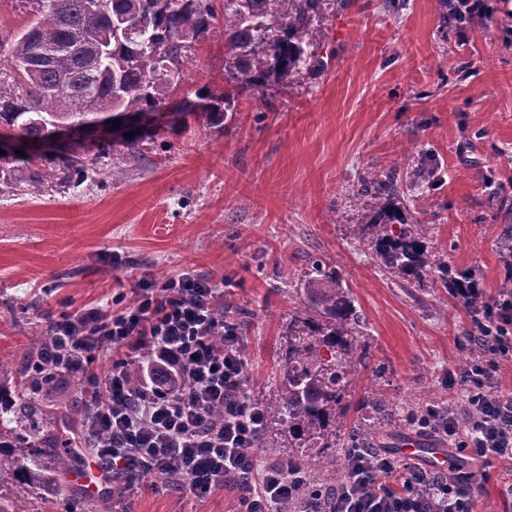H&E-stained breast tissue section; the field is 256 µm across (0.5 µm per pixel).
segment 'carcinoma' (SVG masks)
Returning a JSON list of instances; mask_svg holds the SVG:
<instances>
[{
	"mask_svg": "<svg viewBox=\"0 0 512 512\" xmlns=\"http://www.w3.org/2000/svg\"><path fill=\"white\" fill-rule=\"evenodd\" d=\"M33 20L17 34L0 31V146L32 139L53 140L69 128L86 135L120 120L115 137L133 160L140 159L139 137L155 134L153 116L167 112L177 131L198 114L222 127L238 111L246 90L260 96L296 75L313 79L327 65L318 54V28L328 0H224V90L203 85L196 100L171 101L182 81L184 53L209 32L216 19L213 0H26ZM111 45L109 60L97 65L94 50ZM136 132L127 137L125 133ZM50 161L76 183L91 178V163L50 154ZM40 188L45 175L22 166L0 171V182L15 179ZM406 185L396 177L367 171L357 197L377 204L361 231L380 226L371 246L384 271L405 280L433 275L452 290L457 278L448 262L428 252L429 224H409L391 200ZM398 223V233L388 227ZM316 317L293 316L280 360L276 394L257 403L262 434L286 438L282 466L309 474L336 472V452L328 449L331 430L347 428L351 448L376 437L375 424L356 419L348 425L344 403L349 385L366 368L367 345L354 302L338 271L320 259L311 263L302 284ZM56 374L39 359L31 361L14 392L0 390V411L13 414L15 427L0 428V473L22 485L43 486L49 470H66L68 434L56 418L39 416L38 391ZM318 448L314 456L306 449Z\"/></svg>",
	"mask_w": 512,
	"mask_h": 512,
	"instance_id": "1",
	"label": "carcinoma"
}]
</instances>
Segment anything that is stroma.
I'll list each match as a JSON object with an SVG mask.
<instances>
[{
	"label": "stroma",
	"instance_id": "stroma-1",
	"mask_svg": "<svg viewBox=\"0 0 512 512\" xmlns=\"http://www.w3.org/2000/svg\"><path fill=\"white\" fill-rule=\"evenodd\" d=\"M442 13V0H336L320 38L321 77L293 78L261 101L242 96L221 129L193 119L171 134L157 115L163 132L141 145L139 163L113 148L82 184L0 190V385L26 371L53 314L127 302L140 277L162 282L188 270L232 294L227 318L242 334L248 389L269 393L288 316L306 309L301 280L322 258L354 297L370 351L345 401L375 389L393 416L378 427L377 450L396 453L417 438L423 451L408 464L428 469V449H446L477 512H504L512 462L463 460L442 437L395 422L403 409L458 401L448 375L479 350L467 339V310L444 288L382 270L351 200L364 172L404 176L426 159L434 176L400 200L405 219L432 224L430 251L479 268L489 293L502 288L499 247L512 236V18L476 15L458 28ZM184 73L175 99L223 89V19L196 42ZM94 461V449H71L51 487L88 501L80 474ZM98 498L105 512H244L233 485L196 496L184 478L161 475L122 497L104 483Z\"/></svg>",
	"mask_w": 512,
	"mask_h": 512
}]
</instances>
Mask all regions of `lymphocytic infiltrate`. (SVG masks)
Segmentation results:
<instances>
[{"mask_svg":"<svg viewBox=\"0 0 512 512\" xmlns=\"http://www.w3.org/2000/svg\"><path fill=\"white\" fill-rule=\"evenodd\" d=\"M504 278L507 287L494 295L478 281L459 288L460 303L476 300L482 307L468 339L484 356L449 376V389H460L462 398L432 415L435 434L482 463L512 460V390L495 383L501 365L512 362V273ZM132 293V303L116 311H60L48 328L42 358L52 361L67 352L63 372L86 383L75 447L96 449L120 490L130 486L139 466L148 474L179 470L197 495L232 475L247 494V512H277L279 503L299 494L304 479L274 465L259 467L249 453L262 414L239 393L240 336L224 319L215 283L186 271L159 284L140 278ZM147 349L154 373L141 388H131L127 367ZM96 352L120 355L103 380L89 371ZM218 408L224 411L219 419L213 415ZM346 467L347 480L324 496L329 510H322L324 497L314 493L304 512H474L475 499L462 478L413 470L375 452L351 453Z\"/></svg>","mask_w":512,"mask_h":512,"instance_id":"lymphocytic-infiltrate-1","label":"lymphocytic infiltrate"}]
</instances>
